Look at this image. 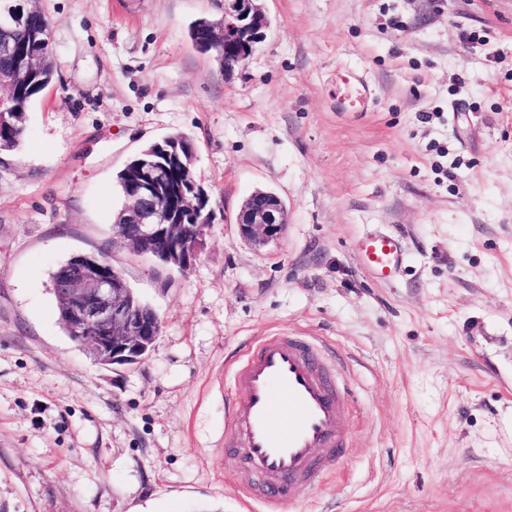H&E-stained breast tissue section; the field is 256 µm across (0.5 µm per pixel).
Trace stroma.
<instances>
[{"mask_svg":"<svg viewBox=\"0 0 512 512\" xmlns=\"http://www.w3.org/2000/svg\"><path fill=\"white\" fill-rule=\"evenodd\" d=\"M34 5L55 76L0 153V512H264L224 436L232 368L283 332L345 356L349 449L280 512H512V0H260L229 76L188 36L217 0ZM349 67L368 111L336 109ZM173 133L213 209L183 272L113 229L117 173ZM259 189L288 216L261 248L236 224ZM79 253L158 312L140 364L64 333L50 275ZM360 249L367 269L385 281L392 280L403 263L398 241L384 233H370Z\"/></svg>","mask_w":512,"mask_h":512,"instance_id":"stroma-1","label":"stroma"}]
</instances>
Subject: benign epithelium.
<instances>
[{
    "label": "benign epithelium",
    "mask_w": 512,
    "mask_h": 512,
    "mask_svg": "<svg viewBox=\"0 0 512 512\" xmlns=\"http://www.w3.org/2000/svg\"><path fill=\"white\" fill-rule=\"evenodd\" d=\"M27 10V0H15L9 10L0 12L1 52H12L21 39L45 42L51 36L46 19L37 33L27 28ZM221 10V17L209 20L207 27L212 46L224 56V74L230 75L264 38L269 21L258 0H222ZM194 156L192 143L172 136L140 151L125 166L121 220L114 225L131 252L180 271L196 259L213 215L207 208V192L190 178ZM185 213L197 223H182ZM286 217L277 194L256 191L242 204L237 224L241 235L260 247L282 236ZM53 292L68 336L102 366L141 362L161 332L157 312L136 302L124 277L98 257L70 258L56 272Z\"/></svg>",
    "instance_id": "benign-epithelium-1"
}]
</instances>
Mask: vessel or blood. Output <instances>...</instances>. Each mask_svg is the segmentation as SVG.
Returning <instances> with one entry per match:
<instances>
[{
    "label": "vessel or blood",
    "mask_w": 512,
    "mask_h": 512,
    "mask_svg": "<svg viewBox=\"0 0 512 512\" xmlns=\"http://www.w3.org/2000/svg\"><path fill=\"white\" fill-rule=\"evenodd\" d=\"M346 93L367 106L373 85L348 70L340 78ZM367 269L392 280L403 263L398 241L369 234L361 245ZM236 401L233 436L224 446L248 480L251 497L266 512H278L284 497L304 496L327 459L342 454L341 422L348 405L324 356L304 337L269 336L251 347L233 372Z\"/></svg>",
    "instance_id": "1"
}]
</instances>
